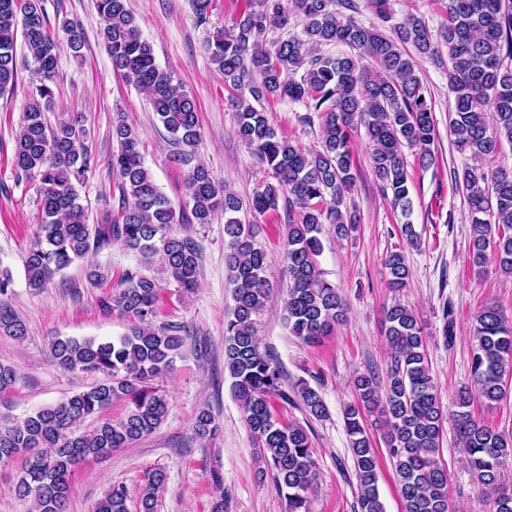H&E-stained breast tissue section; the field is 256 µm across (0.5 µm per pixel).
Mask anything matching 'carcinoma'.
Listing matches in <instances>:
<instances>
[{
	"mask_svg": "<svg viewBox=\"0 0 512 512\" xmlns=\"http://www.w3.org/2000/svg\"><path fill=\"white\" fill-rule=\"evenodd\" d=\"M105 21L102 39L115 69L149 94L153 112L175 140L193 146L200 137L198 109L170 69L156 63L153 46L142 37L127 0H95ZM351 14L341 19L336 7ZM381 21L391 19L389 0H365ZM356 0H243L227 31L207 41L210 59L224 75V88L237 112V133L275 182L257 190L251 208L264 214L288 202L285 260L290 287L284 321L291 335L315 345L343 321L346 303L338 288L320 277L322 225L332 224L347 236L357 215L344 206L357 169L352 132L362 127L372 145L371 169L394 206L410 208L409 175L403 148L416 151L418 164L435 162L431 145L435 120L426 89L405 46L432 60L448 50V91L453 95L449 130L454 144L470 153L473 165L454 176L462 186L470 215L469 256L481 269L488 251L502 273L512 276V171H485L503 144L512 145V0H446L447 20L433 41L426 21L410 14L386 34L381 26L358 21ZM301 20L303 37L268 38L291 17ZM22 31L27 58L37 78L28 94L16 135L14 170L37 182L41 222L24 257L29 287L39 290L77 260L119 243L143 258L159 257L186 292L197 287L199 256L186 238L167 233L175 208L160 191L139 151L136 131L122 117L112 123L119 150L112 167L122 179L118 212L103 211L94 222L78 187L90 169L86 131L75 121L48 123L45 112L54 98L58 43L50 31L41 0H0V96L14 91L18 79L17 31ZM67 47L82 56L83 29L66 25ZM342 45L348 52L323 55V46ZM370 59L376 67L364 63ZM269 98L301 102L318 114L320 148L307 150L278 133L268 113L253 102ZM197 224L224 213L225 264L233 306L224 322V367L245 422L258 443L259 474L271 475L288 512H307L316 465L307 429L279 420L270 399L299 402L316 419L326 416L322 397L299 379L292 392L282 389L275 357L261 348L253 316L269 290L267 255L254 243L252 225L242 221V202L218 184L209 170L193 167L187 176ZM499 234H494V231ZM388 286H406L409 270L400 252L386 256ZM12 284L0 273V332L15 339L26 335L24 322L5 299ZM118 296L102 303L132 320L129 332L112 341L56 337L54 361L70 371L94 372L103 378L66 400L46 405L21 419L0 425V462L21 460L16 495L33 502L34 512H65L70 477L83 462L127 448L153 432L167 412V395L153 381L167 370L183 345L180 326L153 327L156 283L137 272L124 275ZM391 349L387 387L380 392L375 374L354 381L357 402L345 410L344 423L358 487L359 512H385L378 492L377 454L364 416L380 412L393 462L403 512H451L447 473L437 461L444 410L430 375L425 337L415 314L398 303L385 311ZM470 372L479 396L497 403L505 395L504 377L512 374V319L496 305L483 306L472 323ZM114 400L126 403L124 415L100 419L86 433L84 419L103 412ZM472 392L457 395L453 430L464 460L486 495L488 512H512V486L502 480L512 458V438L475 419ZM194 431L206 439L214 432L209 411H200ZM166 475L155 470L139 488L138 512H156ZM128 490L111 486L94 512H128Z\"/></svg>",
	"mask_w": 512,
	"mask_h": 512,
	"instance_id": "cac0c4a2",
	"label": "carcinoma"
}]
</instances>
